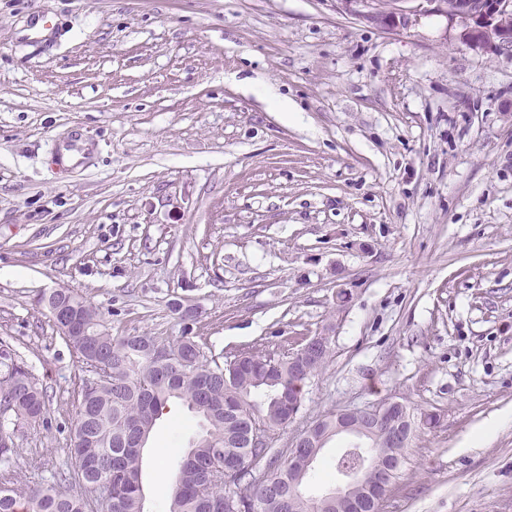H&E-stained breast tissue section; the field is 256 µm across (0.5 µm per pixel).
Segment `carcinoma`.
<instances>
[{"mask_svg": "<svg viewBox=\"0 0 512 512\" xmlns=\"http://www.w3.org/2000/svg\"><path fill=\"white\" fill-rule=\"evenodd\" d=\"M68 304L71 329L66 337L82 363L100 362L111 371L105 380H89L81 389L71 430V466L54 474L45 485L20 491L0 485V512H92L88 494L101 481L111 483L106 512H145L142 483L143 449L140 436H150L157 415L177 398L205 424V434L179 456L167 512H335L322 496L288 502L291 462L271 458V448L249 447V423L261 424L274 436L288 426L284 401L296 399L291 389L300 375L314 376L326 363L329 338L321 344L319 361L303 366L296 352L281 344H259L219 358L209 357L191 338L170 344L156 336L110 334L99 313L83 297L58 289ZM179 351L188 363L180 372L153 358L151 351ZM10 398L9 414L16 420L38 422L44 418L46 393L37 386L12 350L0 347V397ZM415 438L418 424L403 406L392 412ZM313 439L306 452L320 451V438L336 430V417L324 415L310 426ZM407 449L389 448L371 439L362 455L343 454L336 467L358 471V491L394 461L404 462ZM16 454L13 433L0 425V467L8 470ZM234 472L223 480L216 467Z\"/></svg>", "mask_w": 512, "mask_h": 512, "instance_id": "obj_1", "label": "carcinoma"}]
</instances>
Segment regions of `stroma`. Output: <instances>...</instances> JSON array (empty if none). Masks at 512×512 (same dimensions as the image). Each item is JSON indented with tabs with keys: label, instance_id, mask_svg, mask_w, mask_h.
Wrapping results in <instances>:
<instances>
[{
	"label": "stroma",
	"instance_id": "stroma-1",
	"mask_svg": "<svg viewBox=\"0 0 512 512\" xmlns=\"http://www.w3.org/2000/svg\"><path fill=\"white\" fill-rule=\"evenodd\" d=\"M75 135L67 170L54 147ZM57 288L112 335L217 357L329 335L276 448L396 400L436 421L382 512H512V57L438 13L387 33L336 0H0V343L47 394L43 422L9 427L19 489L69 464L93 376L38 302ZM200 433L168 403L149 512Z\"/></svg>",
	"mask_w": 512,
	"mask_h": 512
}]
</instances>
